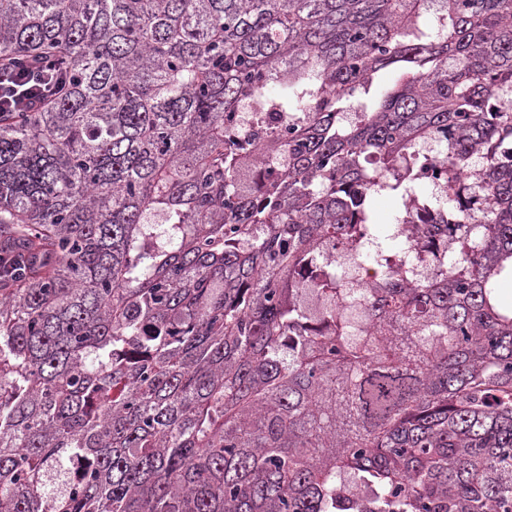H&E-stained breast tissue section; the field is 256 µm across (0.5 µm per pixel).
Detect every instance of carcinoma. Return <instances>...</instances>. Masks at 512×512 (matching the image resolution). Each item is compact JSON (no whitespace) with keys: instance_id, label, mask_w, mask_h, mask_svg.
Returning a JSON list of instances; mask_svg holds the SVG:
<instances>
[{"instance_id":"carcinoma-1","label":"carcinoma","mask_w":512,"mask_h":512,"mask_svg":"<svg viewBox=\"0 0 512 512\" xmlns=\"http://www.w3.org/2000/svg\"><path fill=\"white\" fill-rule=\"evenodd\" d=\"M41 58L58 97L0 112V512H512V0H0ZM366 239L349 312L313 273Z\"/></svg>"}]
</instances>
